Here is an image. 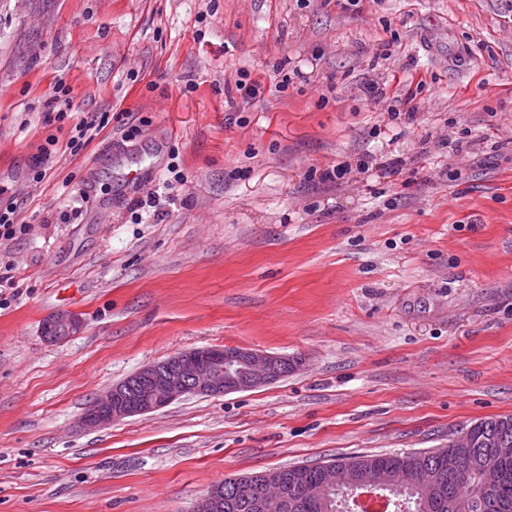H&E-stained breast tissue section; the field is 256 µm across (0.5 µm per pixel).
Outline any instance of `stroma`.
I'll return each mask as SVG.
<instances>
[{"label":"stroma","instance_id":"obj_1","mask_svg":"<svg viewBox=\"0 0 512 512\" xmlns=\"http://www.w3.org/2000/svg\"><path fill=\"white\" fill-rule=\"evenodd\" d=\"M240 69L264 92L232 108ZM410 78L413 118L372 103L369 83L393 97ZM60 79L71 112L140 133L108 126L35 184L32 156L66 136ZM109 148L114 205L91 224L78 190ZM344 162L337 183L312 175ZM1 185L33 225L0 247L18 285L0 512H195L237 474L430 450L512 415V0H0ZM59 311L81 328L54 343ZM204 347L301 364L80 425L113 384Z\"/></svg>","mask_w":512,"mask_h":512}]
</instances>
